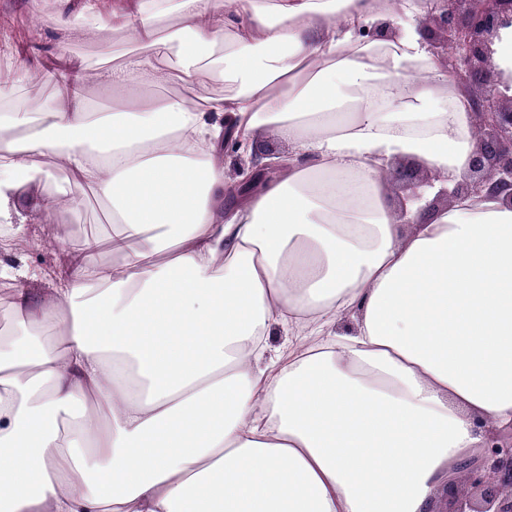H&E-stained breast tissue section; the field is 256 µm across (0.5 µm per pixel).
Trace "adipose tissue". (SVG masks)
Listing matches in <instances>:
<instances>
[{
	"label": "adipose tissue",
	"instance_id": "ef3b65f1",
	"mask_svg": "<svg viewBox=\"0 0 512 512\" xmlns=\"http://www.w3.org/2000/svg\"><path fill=\"white\" fill-rule=\"evenodd\" d=\"M56 2L60 26L102 20L137 49L99 70L113 111L76 68L0 113V512H431L486 429L512 428V209L461 197L420 222L385 191L397 158L453 188L475 149L413 23L424 0ZM383 15L394 38L356 36ZM171 53L231 92L152 95ZM269 130L282 178L226 214L220 143ZM63 177L112 234L36 269L10 249L19 191ZM86 92L95 112L112 111L113 101L119 96L117 93L105 90L93 77H90L87 81Z\"/></svg>",
	"mask_w": 512,
	"mask_h": 512
}]
</instances>
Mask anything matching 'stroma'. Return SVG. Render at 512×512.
Masks as SVG:
<instances>
[{"label":"stroma","mask_w":512,"mask_h":512,"mask_svg":"<svg viewBox=\"0 0 512 512\" xmlns=\"http://www.w3.org/2000/svg\"><path fill=\"white\" fill-rule=\"evenodd\" d=\"M54 15L55 0H0V84L11 80L13 61L18 56L54 73L53 80L38 77L17 86L11 107L27 108L51 97L56 77L69 65L80 63L90 70L102 63L116 65L129 47L126 34L101 27L74 41L66 60H54L52 49L63 36L53 22ZM51 192V186L45 184H30L20 192L29 233L15 241L14 253L32 266H54L86 237L112 233L109 206L87 187L70 185L61 205L48 211L40 202Z\"/></svg>","instance_id":"obj_1"}]
</instances>
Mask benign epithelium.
<instances>
[{"label": "benign epithelium", "instance_id": "benign-epithelium-1", "mask_svg": "<svg viewBox=\"0 0 512 512\" xmlns=\"http://www.w3.org/2000/svg\"><path fill=\"white\" fill-rule=\"evenodd\" d=\"M425 17L417 18L418 31L438 58L451 82L469 93L474 118L475 150L468 174L452 189H441L419 210L418 218L436 210V201L453 202L461 195L493 196L512 208V97L504 104L499 90L500 74L492 62L494 39L505 26H512V0H427ZM392 34V24L374 21L362 25L358 36L366 41ZM453 45V56L445 55ZM266 153L251 147V175L238 187L248 194L267 179ZM392 184L411 192L431 187L437 175L425 165L395 163L386 168ZM461 480L447 488L443 501L448 512H512V431L490 432L480 459L460 466Z\"/></svg>", "mask_w": 512, "mask_h": 512}]
</instances>
